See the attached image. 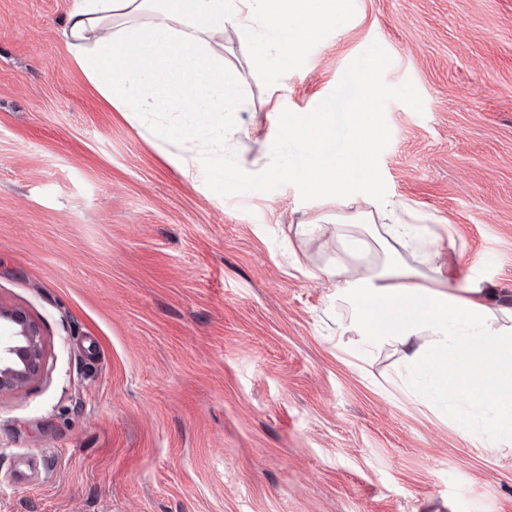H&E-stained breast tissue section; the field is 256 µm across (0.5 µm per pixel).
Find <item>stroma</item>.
Returning a JSON list of instances; mask_svg holds the SVG:
<instances>
[{
    "label": "stroma",
    "mask_w": 512,
    "mask_h": 512,
    "mask_svg": "<svg viewBox=\"0 0 512 512\" xmlns=\"http://www.w3.org/2000/svg\"><path fill=\"white\" fill-rule=\"evenodd\" d=\"M79 0H0V305L42 335L40 374L0 396V512H512V456L385 388L336 346L339 246L292 227L355 214L296 187L220 196L74 62ZM379 43L389 197L447 226L463 275L512 302V0H354L287 76L224 34L248 172L274 105L309 114Z\"/></svg>",
    "instance_id": "35a3bbf8"
}]
</instances>
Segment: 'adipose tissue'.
Instances as JSON below:
<instances>
[{"mask_svg": "<svg viewBox=\"0 0 512 512\" xmlns=\"http://www.w3.org/2000/svg\"><path fill=\"white\" fill-rule=\"evenodd\" d=\"M351 0H81L62 22L75 63L117 111L140 117L158 141L167 127L156 117L179 112L186 119L170 162L187 171L223 174V148L202 149L223 132L224 115L243 102L239 75L224 63L226 29L252 47V62L266 64L267 46L288 64L317 28L340 22ZM348 108L352 135L346 147L297 178L317 195L358 198L364 210L336 224L310 222L300 234L322 246L341 243L352 262L326 270L330 302L353 316L338 330V346L359 365L387 345L401 349L396 383L408 394L428 392L443 415L456 418L459 402L482 417L478 435L497 454H512V305L487 289L459 280L447 259L444 237L420 232L395 202L365 193L370 158L380 141L375 118L378 91L372 78ZM211 115L201 124L198 112ZM422 255L431 274L421 280L403 251ZM381 252V263L369 261Z\"/></svg>", "mask_w": 512, "mask_h": 512, "instance_id": "obj_1", "label": "adipose tissue"}]
</instances>
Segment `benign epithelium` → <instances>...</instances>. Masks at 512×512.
I'll return each instance as SVG.
<instances>
[{
    "instance_id": "7a95c632",
    "label": "benign epithelium",
    "mask_w": 512,
    "mask_h": 512,
    "mask_svg": "<svg viewBox=\"0 0 512 512\" xmlns=\"http://www.w3.org/2000/svg\"><path fill=\"white\" fill-rule=\"evenodd\" d=\"M2 325L10 330V337L5 342L0 341V394L34 379L43 357L41 334L26 315L0 307Z\"/></svg>"
}]
</instances>
